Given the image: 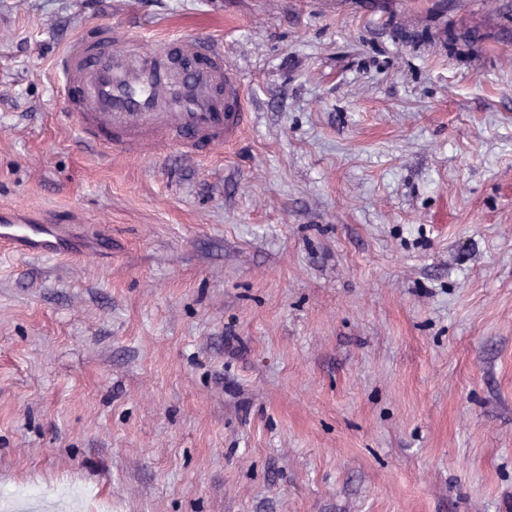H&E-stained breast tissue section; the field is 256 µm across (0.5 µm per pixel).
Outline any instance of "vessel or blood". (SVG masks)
<instances>
[{
    "label": "vessel or blood",
    "instance_id": "b4317fda",
    "mask_svg": "<svg viewBox=\"0 0 512 512\" xmlns=\"http://www.w3.org/2000/svg\"><path fill=\"white\" fill-rule=\"evenodd\" d=\"M63 100L82 143L123 154L180 149L196 157L234 144L249 123L247 92L224 48L196 36L77 35L57 56ZM0 244L28 257L64 255L54 224L0 223Z\"/></svg>",
    "mask_w": 512,
    "mask_h": 512
}]
</instances>
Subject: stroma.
Wrapping results in <instances>:
<instances>
[{"label": "stroma", "instance_id": "obj_1", "mask_svg": "<svg viewBox=\"0 0 512 512\" xmlns=\"http://www.w3.org/2000/svg\"><path fill=\"white\" fill-rule=\"evenodd\" d=\"M100 24L244 137L82 146ZM1 208L82 250L0 249V512H512V0H0Z\"/></svg>", "mask_w": 512, "mask_h": 512}]
</instances>
